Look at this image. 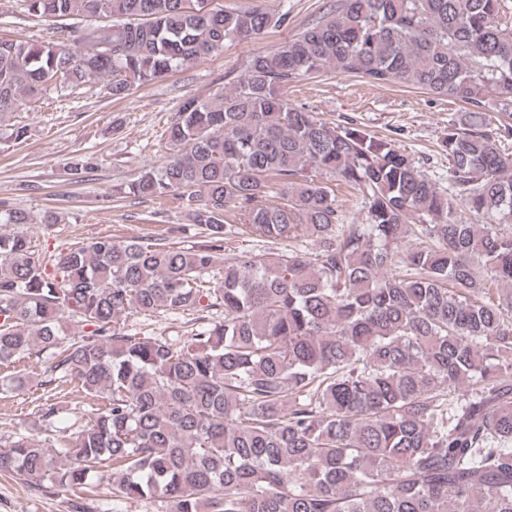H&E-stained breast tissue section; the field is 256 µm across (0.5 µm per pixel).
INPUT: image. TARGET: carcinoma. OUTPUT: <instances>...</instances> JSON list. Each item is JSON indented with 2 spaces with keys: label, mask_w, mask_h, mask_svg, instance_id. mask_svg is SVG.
<instances>
[{
  "label": "carcinoma",
  "mask_w": 512,
  "mask_h": 512,
  "mask_svg": "<svg viewBox=\"0 0 512 512\" xmlns=\"http://www.w3.org/2000/svg\"><path fill=\"white\" fill-rule=\"evenodd\" d=\"M25 2L62 34L82 26L73 50L0 37L1 114L96 79L124 99L288 24L259 7L197 19L181 0ZM502 3L336 0L231 89L185 98L169 159L128 196L180 197L195 246L98 236L55 255L1 234L0 363L35 350L49 382L104 406L70 448L16 437L0 472L64 487L110 466L115 494L172 512H512V154L483 121L512 112ZM326 72L471 107L444 137L448 188L392 140L288 102V84ZM276 183L283 206L265 203ZM342 187L362 199L356 222ZM230 207L244 223L224 222ZM30 223L0 207V224ZM240 234L314 248L225 247ZM217 307L186 338L120 327ZM64 312L95 330L61 350Z\"/></svg>",
  "instance_id": "cac0c4a2"
}]
</instances>
